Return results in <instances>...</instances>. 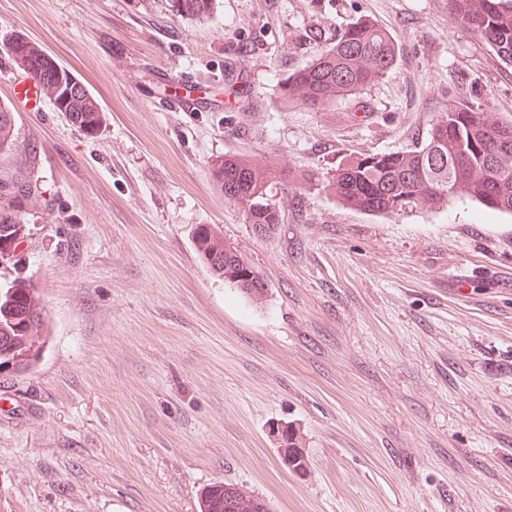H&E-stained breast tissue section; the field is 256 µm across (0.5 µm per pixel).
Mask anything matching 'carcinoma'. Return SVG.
<instances>
[{
	"instance_id": "cac0c4a2",
	"label": "carcinoma",
	"mask_w": 512,
	"mask_h": 512,
	"mask_svg": "<svg viewBox=\"0 0 512 512\" xmlns=\"http://www.w3.org/2000/svg\"><path fill=\"white\" fill-rule=\"evenodd\" d=\"M215 0H172L177 14L203 18ZM448 15L471 31L504 64L512 63V0H448ZM17 68L47 98L56 96L57 82L36 44L6 46ZM393 36L369 19H358L326 46L307 66L280 85L287 105L320 108L356 96L383 79L395 66ZM65 111L81 118L79 128L98 132L104 113L92 102L72 98ZM13 111L0 105V152L14 146ZM211 176L224 199L243 212L256 233L266 235L281 221L282 204L273 189L290 175L245 155L212 162ZM344 206L373 214H398L407 209L436 210L456 197L474 199L485 207L512 213V122L491 118L470 104L450 105L431 128L421 147L404 152L359 155L340 163L324 186ZM30 236L13 200L0 203V266L12 262L11 246ZM197 254L215 276L260 303L266 291L254 285L260 276L237 244L217 227L200 226L193 237ZM44 307L33 284L21 277L0 283V362L11 360L27 370L44 343ZM200 512H224V483L210 486Z\"/></svg>"
}]
</instances>
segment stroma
Here are the masks:
<instances>
[{
    "label": "stroma",
    "mask_w": 512,
    "mask_h": 512,
    "mask_svg": "<svg viewBox=\"0 0 512 512\" xmlns=\"http://www.w3.org/2000/svg\"><path fill=\"white\" fill-rule=\"evenodd\" d=\"M363 16L396 41L388 75L283 106L281 83ZM18 34L105 120L87 135L41 96L0 152V193L32 187L31 244L0 276L46 310L35 362L0 373V512H200L217 482L273 512H512V214L455 198L385 216L324 189L350 155L422 145L448 105L512 117V66L448 0H216L199 20L171 0H0L1 105ZM230 154L312 174L272 233L214 184ZM203 224L263 275L262 303L198 257ZM287 426L279 425L272 426L270 428L271 433L273 434V438L276 441V443L279 444L278 450L280 458L282 459L283 465L288 468L293 473L303 476L307 471L304 472L298 471L296 468H294V457H293V451L300 450L301 446L299 445V440L294 439V435H292V439H288V443H292L289 448L282 447L283 442V436H288V428H285ZM281 446V447H280Z\"/></svg>",
    "instance_id": "stroma-1"
}]
</instances>
